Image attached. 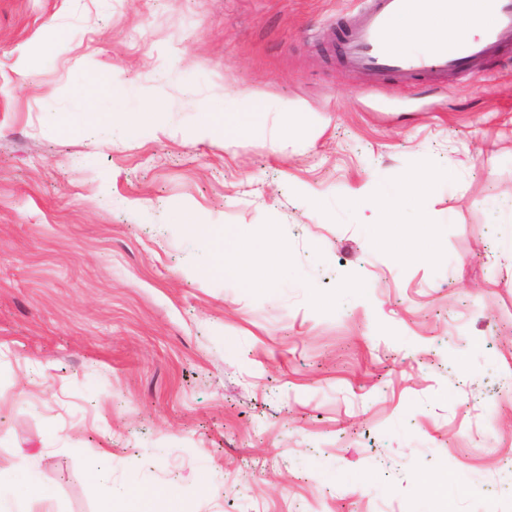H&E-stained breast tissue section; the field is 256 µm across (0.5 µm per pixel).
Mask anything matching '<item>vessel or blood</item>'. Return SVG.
<instances>
[{
    "mask_svg": "<svg viewBox=\"0 0 512 512\" xmlns=\"http://www.w3.org/2000/svg\"><path fill=\"white\" fill-rule=\"evenodd\" d=\"M454 0H365V7L351 23L342 46L346 64L379 81L395 75L409 79L420 74L448 76L471 71L512 39V0H477L476 10L489 22L476 38L460 35L455 41H436L425 55L402 56L396 46V24L418 8L444 12Z\"/></svg>",
    "mask_w": 512,
    "mask_h": 512,
    "instance_id": "1",
    "label": "vessel or blood"
}]
</instances>
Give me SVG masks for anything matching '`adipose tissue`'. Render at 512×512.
I'll use <instances>...</instances> for the list:
<instances>
[{
	"mask_svg": "<svg viewBox=\"0 0 512 512\" xmlns=\"http://www.w3.org/2000/svg\"><path fill=\"white\" fill-rule=\"evenodd\" d=\"M484 23L476 14L472 0H460L457 7L442 14L418 10L412 16L402 19L397 27L401 36L398 48L410 46L429 47L438 39H455L460 33L477 35ZM423 186L418 177L411 176L394 182H385L376 188L374 194L358 200L357 208H372L385 213H395L418 202ZM205 233L215 244L214 264L220 272L231 275L241 274L247 266L255 264L275 245L272 235L261 240L244 239L240 230L221 224H208Z\"/></svg>",
	"mask_w": 512,
	"mask_h": 512,
	"instance_id": "adipose-tissue-1",
	"label": "adipose tissue"
}]
</instances>
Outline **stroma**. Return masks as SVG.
<instances>
[{"mask_svg": "<svg viewBox=\"0 0 512 512\" xmlns=\"http://www.w3.org/2000/svg\"><path fill=\"white\" fill-rule=\"evenodd\" d=\"M361 4L0 0V460L39 473L27 512L133 487L512 512V41L374 85L340 54ZM418 172L373 240L354 197ZM191 223L285 252L220 276Z\"/></svg>", "mask_w": 512, "mask_h": 512, "instance_id": "35a3bbf8", "label": "stroma"}]
</instances>
